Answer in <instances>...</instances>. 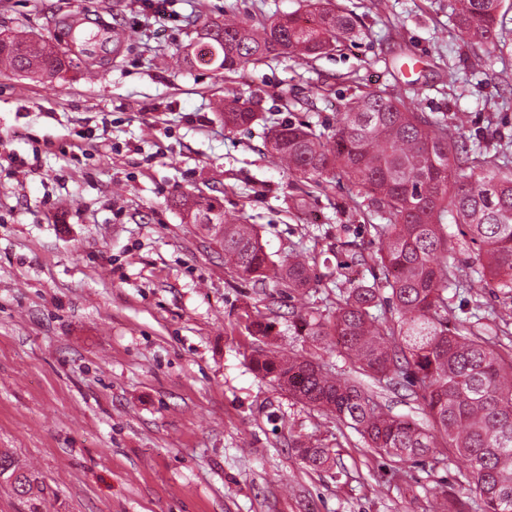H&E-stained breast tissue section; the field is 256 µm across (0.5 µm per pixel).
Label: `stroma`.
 <instances>
[{
    "label": "stroma",
    "mask_w": 512,
    "mask_h": 512,
    "mask_svg": "<svg viewBox=\"0 0 512 512\" xmlns=\"http://www.w3.org/2000/svg\"><path fill=\"white\" fill-rule=\"evenodd\" d=\"M361 35L313 60L231 73L177 62L193 21L301 11L304 0H0V32L39 34L73 60L54 84L0 71V452L43 484L42 512H434L464 497L459 462L437 448L394 464L332 415L258 376L240 318L273 322L270 349L315 357L392 415L427 424L408 384L362 375L296 335L292 313L334 311L336 278L364 275L378 247L369 200L348 178L288 175L265 147L288 122L332 132L357 94L383 89L419 111L463 113L466 146L512 154V0L504 50H473L456 0H333ZM258 113L229 131L225 99ZM24 167H17L16 159ZM203 190L253 225L272 260L311 259L292 299L224 265L177 201ZM496 331L512 294L450 297ZM329 448L315 471L297 448Z\"/></svg>",
    "instance_id": "35a3bbf8"
}]
</instances>
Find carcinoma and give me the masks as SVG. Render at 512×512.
<instances>
[{
	"mask_svg": "<svg viewBox=\"0 0 512 512\" xmlns=\"http://www.w3.org/2000/svg\"><path fill=\"white\" fill-rule=\"evenodd\" d=\"M456 27L471 47L501 42V0H458ZM358 36L355 17L331 0H306V12L272 16L254 23L226 18L205 24L179 56L190 66L234 72L270 57H317ZM69 57L43 40L13 35L0 44V69L51 84ZM258 115L233 100L224 104V127L251 126ZM270 153L299 180L346 176L356 195L367 198L379 223L372 225L377 251L357 261L379 274L369 282L334 281L336 311L328 318L298 311L293 329L312 342L336 347L358 369L388 384L407 382L431 418L432 430L389 415L361 385L342 380L317 360L255 351L254 371L294 399L336 417L365 444L394 462L419 461L443 446L462 458L459 486L468 501L442 491L437 512H512V352L474 330L448 307V291L512 288V159L460 143L445 117L428 115L385 90L352 98L331 134L303 123L271 130ZM180 206L195 224L224 229V262L239 277L265 284L277 279L299 293L310 284L308 256L297 253L275 264L250 224L224 212L220 199L182 197ZM472 245L468 279L460 281L441 258L452 256L448 225ZM389 296L382 297L383 291ZM391 302L398 318L387 316ZM245 330L267 338L273 325L246 312ZM313 470L329 466L319 443L299 448ZM0 476L11 480L29 512H39L43 489L37 477L0 454Z\"/></svg>",
	"mask_w": 512,
	"mask_h": 512,
	"instance_id": "cac0c4a2",
	"label": "carcinoma"
}]
</instances>
